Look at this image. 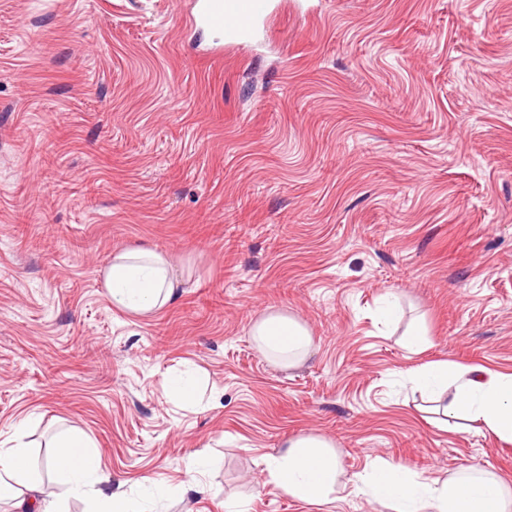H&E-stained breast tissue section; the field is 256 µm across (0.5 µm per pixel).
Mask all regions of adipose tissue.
<instances>
[{
    "instance_id": "1",
    "label": "adipose tissue",
    "mask_w": 512,
    "mask_h": 512,
    "mask_svg": "<svg viewBox=\"0 0 512 512\" xmlns=\"http://www.w3.org/2000/svg\"><path fill=\"white\" fill-rule=\"evenodd\" d=\"M169 254L156 250L114 253L103 270L113 304L136 315H148L174 303L182 283ZM257 349L277 364L299 365L313 345L308 327L280 310L258 318L250 329ZM411 383L430 393L444 414L480 423L491 434L512 442V374L441 363L415 371ZM204 457L185 465L180 486L146 477L138 497L112 488L88 439L71 431L60 436L49 461L55 479L43 488L33 474L31 448L22 431L0 439V502L15 512H61L71 498L93 495L91 512H157L160 500L190 490L202 491L200 477L210 467ZM269 483L289 497L313 506L330 503L343 487L344 468L334 444L320 435L288 439L282 451L265 459ZM366 481L374 499L389 512H512V484L490 471L463 469L445 478L424 479L401 465L372 467Z\"/></svg>"
}]
</instances>
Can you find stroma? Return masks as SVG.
Masks as SVG:
<instances>
[{
    "instance_id": "stroma-1",
    "label": "stroma",
    "mask_w": 512,
    "mask_h": 512,
    "mask_svg": "<svg viewBox=\"0 0 512 512\" xmlns=\"http://www.w3.org/2000/svg\"><path fill=\"white\" fill-rule=\"evenodd\" d=\"M189 7L0 0V432L41 457L79 429L125 492L210 456L163 512H385L359 480L383 461L512 483V443L407 380L512 373V0H282L220 53ZM132 247L169 253L176 302L113 307L102 271ZM270 309L310 329L300 366L256 349ZM305 433L348 479L319 507L265 481ZM196 376L191 373L174 376L170 380V392L184 401H192L196 392Z\"/></svg>"
}]
</instances>
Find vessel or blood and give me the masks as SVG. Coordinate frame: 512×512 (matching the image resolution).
<instances>
[{
	"label": "vessel or blood",
	"instance_id": "vessel-or-blood-1",
	"mask_svg": "<svg viewBox=\"0 0 512 512\" xmlns=\"http://www.w3.org/2000/svg\"><path fill=\"white\" fill-rule=\"evenodd\" d=\"M275 10V0H193L189 25L213 32L220 46L235 48L254 39Z\"/></svg>",
	"mask_w": 512,
	"mask_h": 512
}]
</instances>
